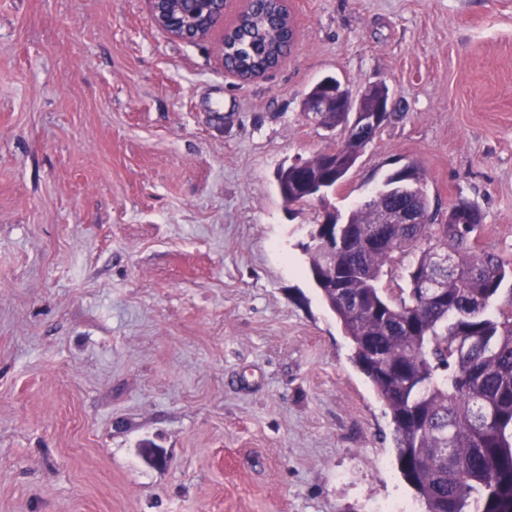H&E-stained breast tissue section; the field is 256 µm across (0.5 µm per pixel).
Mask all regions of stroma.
<instances>
[{"mask_svg": "<svg viewBox=\"0 0 512 512\" xmlns=\"http://www.w3.org/2000/svg\"><path fill=\"white\" fill-rule=\"evenodd\" d=\"M243 82L148 0H0V512H375L414 503L391 416L307 270L322 212L278 168L342 129L337 76L397 111L330 197L416 165L512 258V0H288Z\"/></svg>", "mask_w": 512, "mask_h": 512, "instance_id": "stroma-1", "label": "stroma"}]
</instances>
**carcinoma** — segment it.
Here are the masks:
<instances>
[{
    "label": "carcinoma",
    "mask_w": 512,
    "mask_h": 512,
    "mask_svg": "<svg viewBox=\"0 0 512 512\" xmlns=\"http://www.w3.org/2000/svg\"><path fill=\"white\" fill-rule=\"evenodd\" d=\"M291 35L281 0H252L225 32L227 67L257 75L286 58ZM375 136L347 132L336 157L358 158ZM331 162L308 159L312 178L342 183L347 171ZM400 200L375 196L336 225L347 246L334 275L313 225L309 272L390 413L399 472L425 512H512V261L479 248L483 213L475 224H392ZM417 249L408 278L441 279L433 299L383 282L397 253ZM448 255L451 269L436 262Z\"/></svg>",
    "instance_id": "1"
}]
</instances>
